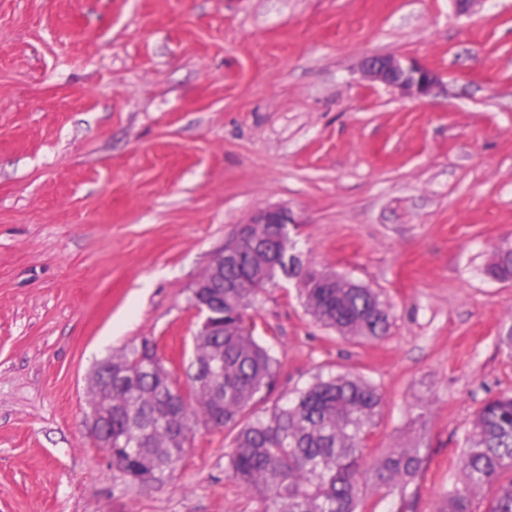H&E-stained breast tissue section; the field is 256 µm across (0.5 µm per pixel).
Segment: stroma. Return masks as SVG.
Here are the masks:
<instances>
[{
	"label": "stroma",
	"instance_id": "1",
	"mask_svg": "<svg viewBox=\"0 0 512 512\" xmlns=\"http://www.w3.org/2000/svg\"><path fill=\"white\" fill-rule=\"evenodd\" d=\"M436 71L409 98L367 57ZM289 209L294 254L380 290L390 330L356 345L267 288L276 359L259 412L328 373L374 384L370 446L427 466L375 512H435L481 403L512 392V0H0V512H254L197 427L143 486L90 422L98 362L148 338L174 376L192 289L240 225ZM487 275L501 282L512 281V244L499 246L495 261L487 269Z\"/></svg>",
	"mask_w": 512,
	"mask_h": 512
}]
</instances>
